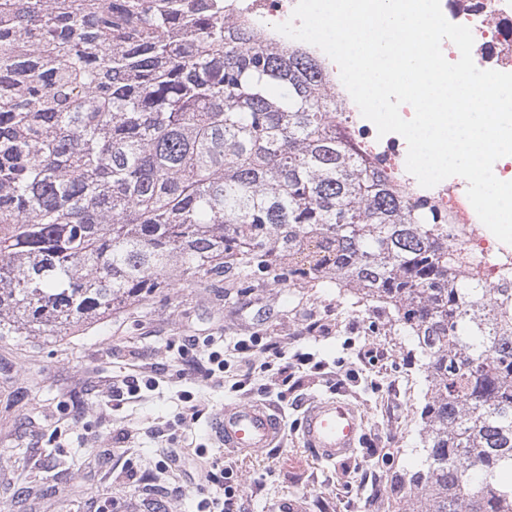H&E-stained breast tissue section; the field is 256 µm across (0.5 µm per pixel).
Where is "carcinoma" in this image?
<instances>
[{
	"instance_id": "cac0c4a2",
	"label": "carcinoma",
	"mask_w": 512,
	"mask_h": 512,
	"mask_svg": "<svg viewBox=\"0 0 512 512\" xmlns=\"http://www.w3.org/2000/svg\"><path fill=\"white\" fill-rule=\"evenodd\" d=\"M334 112L224 0H0V338L228 273L333 285L419 354L409 512H512V290L458 275Z\"/></svg>"
}]
</instances>
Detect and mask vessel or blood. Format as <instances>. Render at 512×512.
I'll use <instances>...</instances> for the list:
<instances>
[{
  "instance_id": "b4317fda",
  "label": "vessel or blood",
  "mask_w": 512,
  "mask_h": 512,
  "mask_svg": "<svg viewBox=\"0 0 512 512\" xmlns=\"http://www.w3.org/2000/svg\"><path fill=\"white\" fill-rule=\"evenodd\" d=\"M299 429L304 446L321 460L332 463L356 453L364 418L348 399L317 398L305 406ZM211 430L222 446L242 454H254L279 441L282 425L275 409L263 402H252L225 406L213 418Z\"/></svg>"
}]
</instances>
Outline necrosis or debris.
<instances>
[{
	"mask_svg": "<svg viewBox=\"0 0 512 512\" xmlns=\"http://www.w3.org/2000/svg\"><path fill=\"white\" fill-rule=\"evenodd\" d=\"M296 3L226 0L225 11L262 39L285 45L289 39L276 27L291 18ZM440 4L448 21L471 28L472 57L478 68L512 72V0H440ZM303 49L321 63L323 82L336 99V132L353 156L378 167L407 206L421 204L444 217L449 248L468 261L471 282L499 288L512 286V245L501 243L482 224L466 188L454 180L431 188L420 186L406 170V142L390 134L378 136L375 125L362 116L343 85L338 65L314 45L304 44Z\"/></svg>",
	"mask_w": 512,
	"mask_h": 512,
	"instance_id": "obj_1",
	"label": "necrosis or debris"
}]
</instances>
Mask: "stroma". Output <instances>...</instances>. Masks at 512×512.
Returning a JSON list of instances; mask_svg holds the SVG:
<instances>
[{
  "label": "stroma",
  "instance_id": "35a3bbf8",
  "mask_svg": "<svg viewBox=\"0 0 512 512\" xmlns=\"http://www.w3.org/2000/svg\"><path fill=\"white\" fill-rule=\"evenodd\" d=\"M232 344L223 384L185 371L201 338ZM277 342L269 360L262 342ZM382 310L351 304L336 288L288 285L275 276L223 287L167 288L91 320L71 336L0 340V512H124L132 496L125 470L162 497L163 512H209L221 488L242 512H396L392 479L413 470L423 451L416 411L427 391ZM287 371L289 385L280 382ZM154 376L155 390L129 395L123 376ZM252 381L234 384L243 374ZM191 392L203 414L179 426V396ZM347 398L365 414L350 460L330 463L305 448L297 431L304 405ZM266 402L284 420L281 441L253 455L225 454L224 484L203 477L219 449L210 422L224 405ZM181 494L165 496L166 488Z\"/></svg>",
  "mask_w": 512,
  "mask_h": 512
}]
</instances>
